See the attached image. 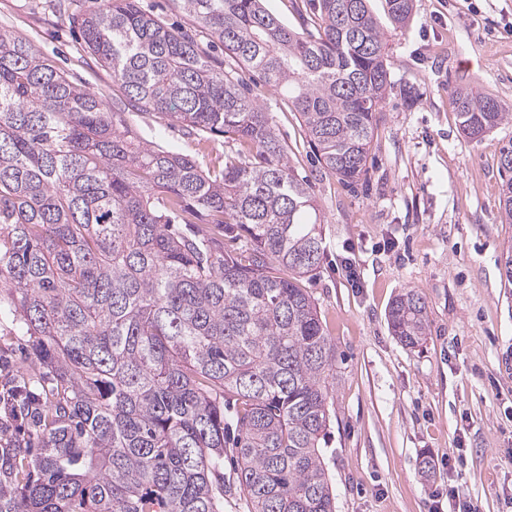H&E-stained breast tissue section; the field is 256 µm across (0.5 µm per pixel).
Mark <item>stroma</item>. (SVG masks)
Instances as JSON below:
<instances>
[{
	"mask_svg": "<svg viewBox=\"0 0 512 512\" xmlns=\"http://www.w3.org/2000/svg\"><path fill=\"white\" fill-rule=\"evenodd\" d=\"M88 4L0 0V28L109 104L122 90L68 21ZM139 5L196 32L202 51L249 86L324 217L323 257L303 286L336 346L324 450L336 512H449L452 487L479 512H512V287L498 265L512 246L498 168L512 123L466 138L454 102L457 88L474 87L512 104V0H414L407 28L385 25L392 87L354 188L317 163L287 99L225 59L192 15L173 0ZM129 122L205 168L241 149L148 112ZM407 289L423 297L429 320L412 349L386 320Z\"/></svg>",
	"mask_w": 512,
	"mask_h": 512,
	"instance_id": "stroma-1",
	"label": "stroma"
}]
</instances>
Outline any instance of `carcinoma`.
Returning a JSON list of instances; mask_svg holds the SVG:
<instances>
[{"instance_id":"1","label":"carcinoma","mask_w":512,"mask_h":512,"mask_svg":"<svg viewBox=\"0 0 512 512\" xmlns=\"http://www.w3.org/2000/svg\"><path fill=\"white\" fill-rule=\"evenodd\" d=\"M91 2L74 22L124 92L110 110L0 29V512H224L226 497L336 512L321 448L336 347L302 286L322 258L309 188L258 99L193 34L138 0ZM180 2L288 98L325 167L358 183L391 88L367 0H313L315 34L262 0ZM384 11L404 29L413 0ZM455 105L470 139L512 121L468 88ZM131 112L247 151L204 170L142 141ZM498 164L511 224L512 142ZM387 321L416 347L426 303L404 291Z\"/></svg>"}]
</instances>
